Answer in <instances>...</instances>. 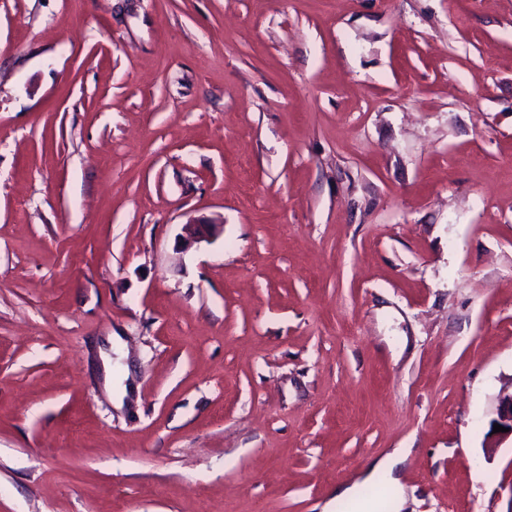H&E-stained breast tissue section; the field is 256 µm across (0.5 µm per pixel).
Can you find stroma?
Wrapping results in <instances>:
<instances>
[{"label": "stroma", "mask_w": 512, "mask_h": 512, "mask_svg": "<svg viewBox=\"0 0 512 512\" xmlns=\"http://www.w3.org/2000/svg\"><path fill=\"white\" fill-rule=\"evenodd\" d=\"M504 393L512 0H0V512H506ZM224 232V224L211 223H188L183 225L181 241L185 248L202 242L212 243ZM498 418L494 421V423L499 424L504 428H510L509 432H497L498 438L492 442L487 443L486 448H497L500 440H503L506 437H511L512 443V394L505 395L500 399L498 408H497ZM405 460L406 455L402 450L395 451L394 453L376 461L367 470V475L363 478V482H369L376 477H383L394 493L395 505L398 508L404 507L405 498L400 480L398 477L394 476V470L396 466L403 463ZM357 483L351 486H340L336 488V495L333 500L347 501L350 511L353 512H380L381 504L375 500H366L358 496Z\"/></svg>", "instance_id": "obj_1"}]
</instances>
